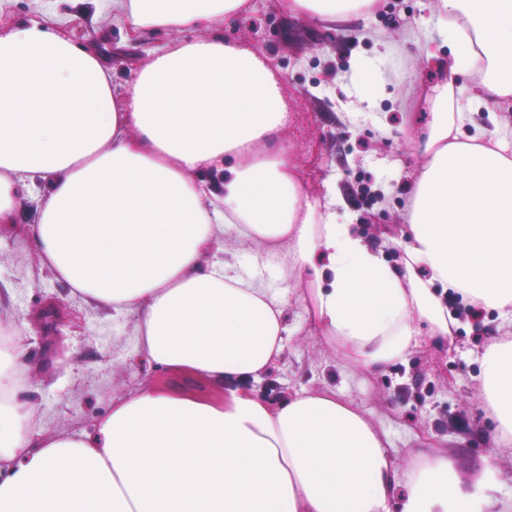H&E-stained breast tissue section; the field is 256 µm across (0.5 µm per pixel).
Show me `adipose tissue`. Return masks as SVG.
Segmentation results:
<instances>
[{
    "mask_svg": "<svg viewBox=\"0 0 512 512\" xmlns=\"http://www.w3.org/2000/svg\"><path fill=\"white\" fill-rule=\"evenodd\" d=\"M246 0H112L129 33L213 27ZM379 0H290L333 28ZM411 37L446 35L452 62L405 127L422 161L399 235H356L335 192L310 199L286 154L279 80L263 55L210 34L150 50L125 92L96 52L45 21L0 31V224L37 180L42 266L84 301L135 318L138 351L204 377L196 399L140 387L92 430L43 434L8 400L19 346L0 349V512H512L497 484L459 481L444 441L406 464L369 412L335 391L274 404L254 390L284 351L298 303L345 365L380 375L452 339L445 302L512 317V121L462 135L474 105L512 98V0H430ZM468 76L480 91L467 96ZM234 238L284 249L281 287L263 258L218 257ZM400 248L390 265L385 247ZM478 397L512 446V339L482 355Z\"/></svg>",
    "mask_w": 512,
    "mask_h": 512,
    "instance_id": "obj_1",
    "label": "adipose tissue"
}]
</instances>
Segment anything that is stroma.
<instances>
[{
    "mask_svg": "<svg viewBox=\"0 0 512 512\" xmlns=\"http://www.w3.org/2000/svg\"><path fill=\"white\" fill-rule=\"evenodd\" d=\"M287 0H249L247 11L227 17L218 31L225 39L262 51L278 76L287 120L271 147L284 151L310 196L338 189L354 231L370 245L402 226L401 213L414 186L420 155L406 141L404 125L423 124L425 87L438 74L419 58L407 33L428 16V0H382L381 7L347 27L327 29L306 14L288 10ZM37 19L57 26L97 51L110 67L113 84L125 90L131 71L146 60L147 48L206 35V28L146 35L128 45L123 24L95 0H0V24ZM384 77L363 102H356L347 77L358 66ZM356 103L362 120L351 124L343 105ZM388 127L386 136L374 120ZM36 200L22 194L17 223L0 224V289L10 296L0 309V346L23 348L22 380L14 393L27 404L36 426L48 431L91 430L117 392L149 386L209 398L210 383L187 370L150 367L136 351L134 319L84 302L40 263L32 226ZM285 349L257 384L276 402L300 390L328 388L368 410L404 462L419 437L447 438L464 486L486 464L500 469L499 495L512 499V447L494 440L493 424L477 396L481 352L489 339L512 333L497 312L464 316L452 342L424 344L406 363L374 376L344 365L314 336L297 305L284 313Z\"/></svg>",
    "mask_w": 512,
    "mask_h": 512,
    "instance_id": "35a3bbf8",
    "label": "stroma"
}]
</instances>
